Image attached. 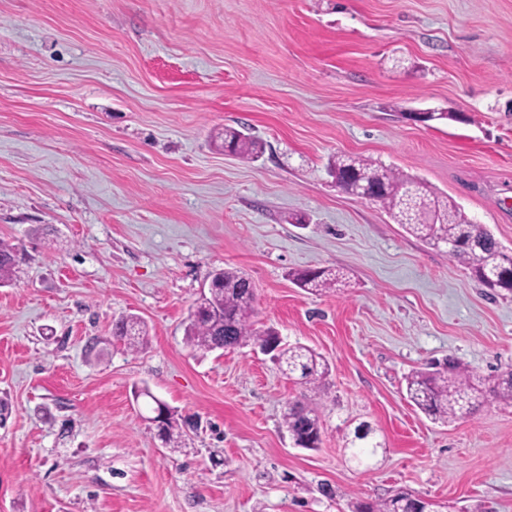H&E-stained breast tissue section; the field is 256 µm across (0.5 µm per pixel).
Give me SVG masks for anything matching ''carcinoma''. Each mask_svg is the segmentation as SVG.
Segmentation results:
<instances>
[{
	"mask_svg": "<svg viewBox=\"0 0 512 512\" xmlns=\"http://www.w3.org/2000/svg\"><path fill=\"white\" fill-rule=\"evenodd\" d=\"M224 152L243 161L255 162L263 154L261 142L235 128H224ZM329 173L352 188L357 181L371 183L376 201L393 221L422 242L448 248L450 258L469 265L474 278L487 288L512 292V249L502 246L484 224L472 222L456 203L439 196L421 179L385 167L361 156H333ZM18 249L0 240V285L12 280ZM295 284L321 293L346 284L345 274L332 269L302 270L293 274ZM256 288L238 268L216 271L208 291L196 301V318L186 327L187 344L204 350L254 344L277 349L275 360L288 377H298L307 390L318 393L329 372L327 361L314 349L300 343L281 344L271 327L260 329L252 321ZM127 349L138 352L148 345L144 322L132 315L120 317L114 328ZM407 394L427 417L443 424L470 417L483 400L512 403V369L490 385L466 370L452 357L407 378ZM283 425L295 445L316 449L321 443V417L307 398L288 401L282 412ZM159 437L165 445L179 447L183 437L176 412L170 410ZM363 512H403V502L394 495L363 506Z\"/></svg>",
	"mask_w": 512,
	"mask_h": 512,
	"instance_id": "1",
	"label": "carcinoma"
}]
</instances>
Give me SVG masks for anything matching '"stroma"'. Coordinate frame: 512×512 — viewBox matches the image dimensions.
Instances as JSON below:
<instances>
[{"label": "stroma", "mask_w": 512, "mask_h": 512, "mask_svg": "<svg viewBox=\"0 0 512 512\" xmlns=\"http://www.w3.org/2000/svg\"><path fill=\"white\" fill-rule=\"evenodd\" d=\"M427 110L448 118H407ZM227 126L263 157L225 155ZM337 154L423 179L512 248V0H0V239L19 246L0 512H356L401 491L512 512V404L443 425L406 394L448 357L512 369V293L341 192ZM227 267L257 327L328 361L319 448L283 426L306 388L270 356L186 343ZM333 267L349 287L292 281ZM126 314L143 351L113 334ZM144 386L191 421L182 450ZM114 335L133 352H139L148 345L145 324L136 316H121L115 323Z\"/></svg>", "instance_id": "obj_1"}]
</instances>
